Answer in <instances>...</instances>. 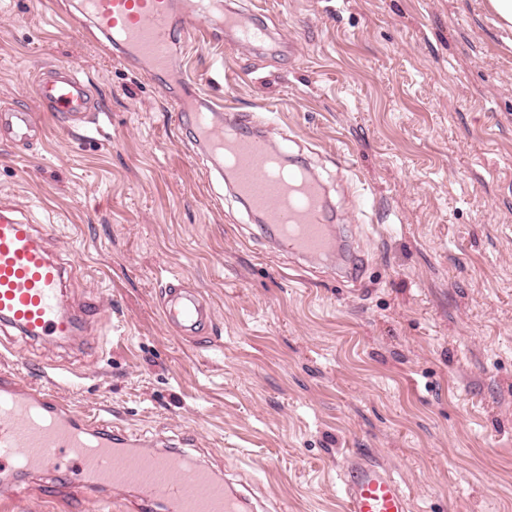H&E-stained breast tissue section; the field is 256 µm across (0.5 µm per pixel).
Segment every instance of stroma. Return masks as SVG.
<instances>
[{
	"label": "stroma",
	"mask_w": 512,
	"mask_h": 512,
	"mask_svg": "<svg viewBox=\"0 0 512 512\" xmlns=\"http://www.w3.org/2000/svg\"><path fill=\"white\" fill-rule=\"evenodd\" d=\"M76 2L0 0V107L38 110L36 76L69 66L104 115L0 142V206L70 264L67 304L103 311L69 346L0 334V374L283 512H344L352 450L410 512H512V47L488 0H233L284 48L176 35L193 93L328 182L337 250L310 261L274 252ZM175 277L213 309L209 337L164 326ZM55 486L0 481V500L67 512Z\"/></svg>",
	"instance_id": "stroma-1"
}]
</instances>
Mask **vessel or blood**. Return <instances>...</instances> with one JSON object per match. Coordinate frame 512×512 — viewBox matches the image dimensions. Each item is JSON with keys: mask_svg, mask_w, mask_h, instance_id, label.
Instances as JSON below:
<instances>
[{"mask_svg": "<svg viewBox=\"0 0 512 512\" xmlns=\"http://www.w3.org/2000/svg\"><path fill=\"white\" fill-rule=\"evenodd\" d=\"M72 20L93 24L107 40L171 79L182 75L173 49L174 33L199 26L212 36L229 35L251 46L270 40L255 17L227 8L223 0H83ZM37 93L44 111L61 124L87 119L95 105L89 87L73 70L41 75ZM178 120L195 131V145L217 168L234 156L230 171L235 193L259 215L281 252L302 258L334 253L326 224V188L297 167L281 181L271 175L274 155L263 136L244 132L245 115L216 111L193 98L176 99ZM45 130L23 109L0 110V139L18 148L39 141ZM67 266L50 250L30 221L0 208V327L32 341L66 343L80 333L83 314H98L97 303L68 308L62 293ZM164 322L175 335L194 336L213 322V313L195 289L172 279L164 287ZM54 472L64 489L98 494L126 488L138 512L166 502L169 512H247L245 499L216 480L208 468L183 454L128 448L112 436V413L78 412L17 375L0 376V475ZM341 491L345 512H410L398 480L367 455L351 452L343 461Z\"/></svg>", "mask_w": 512, "mask_h": 512, "instance_id": "obj_1", "label": "vessel or blood"}]
</instances>
